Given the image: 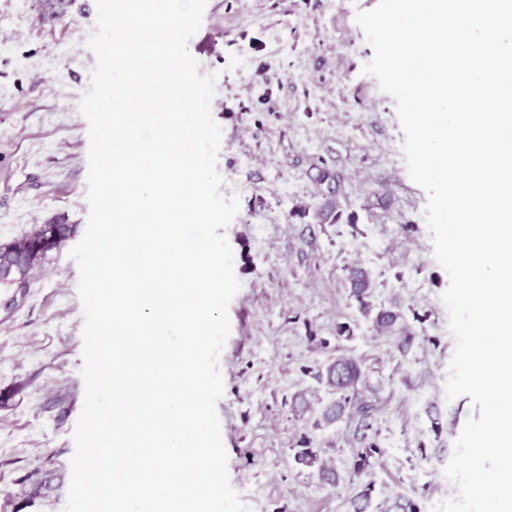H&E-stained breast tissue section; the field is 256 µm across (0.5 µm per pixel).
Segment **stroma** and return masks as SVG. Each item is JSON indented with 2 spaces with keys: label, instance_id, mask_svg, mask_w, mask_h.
<instances>
[{
  "label": "stroma",
  "instance_id": "35a3bbf8",
  "mask_svg": "<svg viewBox=\"0 0 512 512\" xmlns=\"http://www.w3.org/2000/svg\"><path fill=\"white\" fill-rule=\"evenodd\" d=\"M377 0H207L189 51L216 75L211 113L223 130L217 167L240 210L226 230L241 287L219 358L217 403L233 488L252 512H417L455 495L442 469L471 412L447 400L455 341L440 296L424 211L402 152L394 99L363 74L373 55L355 13ZM96 0H0V242L34 224L86 229L88 125L79 102L96 64L84 42ZM334 174L337 224L296 212L318 201L317 168ZM73 236L0 283V512H63L81 414L83 308ZM371 277L375 309L401 316L377 334L349 284ZM341 356L365 373L367 421L328 425L325 368ZM377 444L369 477L357 449ZM310 446L340 479L299 464Z\"/></svg>",
  "mask_w": 512,
  "mask_h": 512
}]
</instances>
